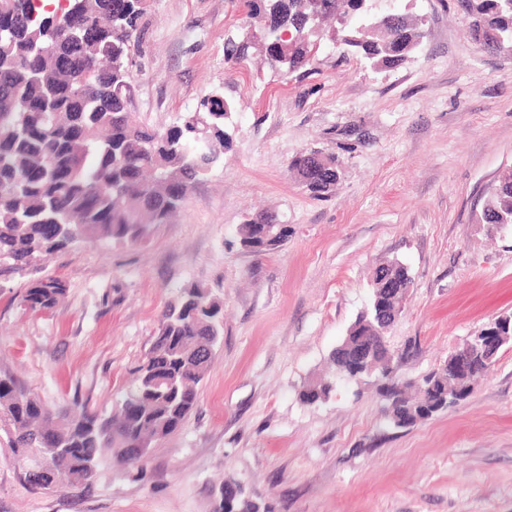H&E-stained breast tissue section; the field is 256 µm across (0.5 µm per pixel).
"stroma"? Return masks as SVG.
<instances>
[{"mask_svg": "<svg viewBox=\"0 0 512 512\" xmlns=\"http://www.w3.org/2000/svg\"><path fill=\"white\" fill-rule=\"evenodd\" d=\"M421 19L406 63L374 67L324 26L310 66L282 74L227 40L258 31L244 0H152L131 47L130 109L166 129L213 93L237 106L224 156L178 216L137 244L80 243L0 266V370L47 407L111 414L131 388L179 289L224 303L223 336L183 425L124 468L102 458L95 480L30 486L0 438V512H213L224 481L268 512H512V341L457 406L393 425L374 378L319 379L362 311L384 262L413 285L385 337L397 379L439 368L473 331L512 315V224L480 223L512 169V53L483 51L457 0H367ZM336 156L335 191L314 198L288 165ZM266 210L292 230L263 255L238 227ZM54 277L57 308L32 312L26 289Z\"/></svg>", "mask_w": 512, "mask_h": 512, "instance_id": "stroma-1", "label": "stroma"}]
</instances>
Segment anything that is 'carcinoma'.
<instances>
[{"instance_id": "carcinoma-1", "label": "carcinoma", "mask_w": 512, "mask_h": 512, "mask_svg": "<svg viewBox=\"0 0 512 512\" xmlns=\"http://www.w3.org/2000/svg\"><path fill=\"white\" fill-rule=\"evenodd\" d=\"M150 0H0V265L20 266L77 242L137 243L151 224H167L194 184L221 160L230 143L224 130L236 104L221 95L165 131L130 112L128 68L132 42L142 32ZM474 39L489 53L512 52V0H459ZM261 18V43L226 46L235 63L259 50L273 69L292 73L310 65L322 20L308 0H246ZM337 17L346 46L374 66L395 67L421 49L418 21L396 12L369 18L361 0H347ZM290 166L301 185L322 197L336 189L341 168L333 156L301 153ZM265 212L238 227L241 244L257 254L278 249L288 232L266 238ZM483 224H512V171L499 176L480 215ZM406 267L392 261L375 273L376 294L391 311L404 295L389 292ZM65 288L53 277L27 288L26 309L51 311ZM223 303L206 288L179 291L164 308L139 366L136 386L110 415L82 409L52 411L9 372L0 371V431L25 479L40 489L92 482L103 455L130 465L179 429L197 404L223 328ZM385 414L398 428L445 411L448 390L469 393L438 370L410 396L395 378ZM323 379L301 391L305 402L329 393ZM213 512H261L244 494Z\"/></svg>"}]
</instances>
